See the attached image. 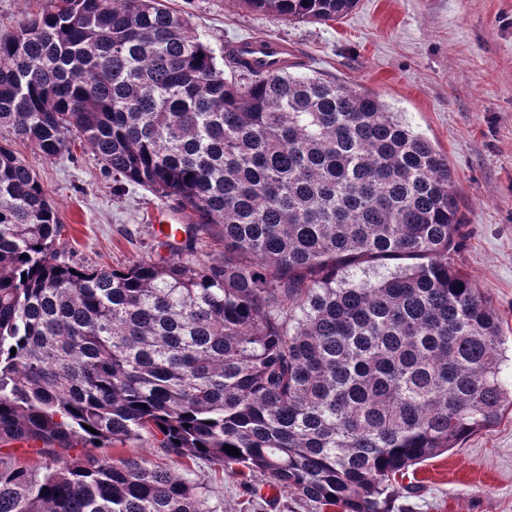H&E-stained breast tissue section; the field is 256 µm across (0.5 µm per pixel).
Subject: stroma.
Segmentation results:
<instances>
[{"label": "stroma", "mask_w": 512, "mask_h": 512, "mask_svg": "<svg viewBox=\"0 0 512 512\" xmlns=\"http://www.w3.org/2000/svg\"><path fill=\"white\" fill-rule=\"evenodd\" d=\"M193 35L223 58L229 42L258 35L288 40L301 71L375 93L448 156L463 220L454 255L496 310L512 348V0H359L345 18L286 23L238 0H164ZM12 148L36 174L63 226L62 259L123 268L169 258L149 215L173 207L112 172L82 146L48 158ZM111 454L181 470L204 487L212 512H313L262 478L161 452L149 433ZM392 512H512V411L495 428L417 465Z\"/></svg>", "instance_id": "obj_1"}]
</instances>
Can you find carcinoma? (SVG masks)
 <instances>
[{"instance_id": "cac0c4a2", "label": "carcinoma", "mask_w": 512, "mask_h": 512, "mask_svg": "<svg viewBox=\"0 0 512 512\" xmlns=\"http://www.w3.org/2000/svg\"><path fill=\"white\" fill-rule=\"evenodd\" d=\"M357 2L240 0L285 22ZM225 60L162 0H44L0 38L1 132L79 142L189 218L184 256L73 266L0 143V444L40 456H0V512H213L180 473L88 452L142 431L316 512H390L410 468L512 408L447 155L375 94Z\"/></svg>"}]
</instances>
